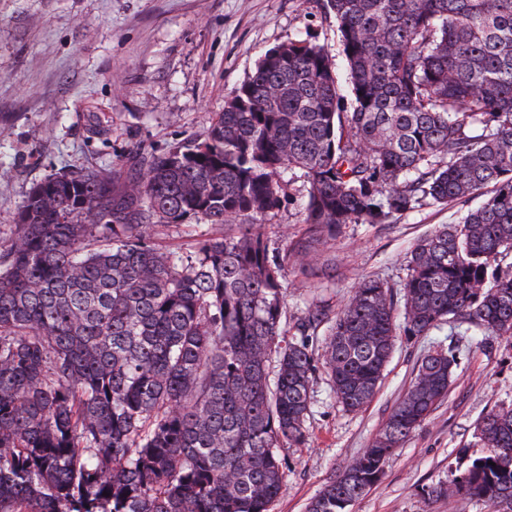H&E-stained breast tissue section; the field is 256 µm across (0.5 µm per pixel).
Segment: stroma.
I'll use <instances>...</instances> for the list:
<instances>
[{
	"mask_svg": "<svg viewBox=\"0 0 512 512\" xmlns=\"http://www.w3.org/2000/svg\"><path fill=\"white\" fill-rule=\"evenodd\" d=\"M295 40L325 46L344 70L326 0H0V240L10 237L30 187L45 177L79 167L127 175L140 154L204 137L261 54ZM308 190L300 179L284 186L265 226L272 248L303 241ZM456 217V207L433 206L384 224L343 226L312 264L286 268L284 327L323 301L340 312L359 279L400 287L414 243ZM448 348L457 366L447 397L349 512H493L458 496L422 495L447 481L459 451L479 453L477 421L512 404V336H455L446 325L421 336L398 333L382 382L361 410H343L317 371L307 442L282 448L283 483L269 512H306L368 448L421 360Z\"/></svg>",
	"mask_w": 512,
	"mask_h": 512,
	"instance_id": "1",
	"label": "stroma"
}]
</instances>
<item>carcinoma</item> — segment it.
Masks as SVG:
<instances>
[{"instance_id":"carcinoma-1","label":"carcinoma","mask_w":512,"mask_h":512,"mask_svg":"<svg viewBox=\"0 0 512 512\" xmlns=\"http://www.w3.org/2000/svg\"><path fill=\"white\" fill-rule=\"evenodd\" d=\"M347 64L325 47L268 49L202 139L141 157L129 177L78 168L32 185L0 241V512H269L279 450L305 441L317 365L362 409L394 350L396 312L512 336V0H328ZM310 185L295 252L263 226L285 177ZM485 193L413 245L399 292L359 280L283 336L290 261L346 224H384ZM236 225L186 250L154 230ZM435 350L371 445L307 505L345 512L448 394ZM429 497L512 512V405L475 427Z\"/></svg>"}]
</instances>
